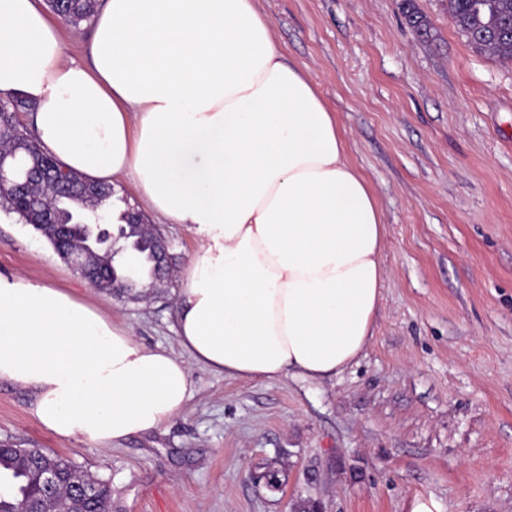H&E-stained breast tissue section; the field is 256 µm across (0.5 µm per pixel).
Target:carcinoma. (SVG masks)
<instances>
[{"label": "carcinoma", "instance_id": "1", "mask_svg": "<svg viewBox=\"0 0 512 512\" xmlns=\"http://www.w3.org/2000/svg\"><path fill=\"white\" fill-rule=\"evenodd\" d=\"M58 21L79 29L90 23L98 0H47ZM406 16L418 32H427L428 22L405 0ZM448 16L458 31L479 53L497 60H512V0H448ZM33 111V104L19 95L0 96V157L6 162L10 181L0 185V208L15 213L46 238L57 253L77 250L81 240L63 238L42 227L48 215L68 222L85 214L94 222L108 219L103 210L112 197V187L87 180L70 170L57 173L58 161L46 154L38 141L20 123L18 114ZM139 267L123 273L125 294L142 288L153 276L152 232L141 231ZM70 475L56 489L41 480L44 469ZM0 476L13 487L0 491V512H25L29 504L41 512H112L110 483L80 469L68 457L42 448H1Z\"/></svg>", "mask_w": 512, "mask_h": 512}]
</instances>
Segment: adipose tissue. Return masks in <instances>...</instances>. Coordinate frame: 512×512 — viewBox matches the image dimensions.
I'll use <instances>...</instances> for the list:
<instances>
[{
  "label": "adipose tissue",
  "mask_w": 512,
  "mask_h": 512,
  "mask_svg": "<svg viewBox=\"0 0 512 512\" xmlns=\"http://www.w3.org/2000/svg\"><path fill=\"white\" fill-rule=\"evenodd\" d=\"M94 24L76 62L36 0H0V95L35 104L48 154L93 182L129 178L195 237L182 350L233 378L320 382L356 362L381 301L383 214L256 0H100ZM1 380L34 392L55 437L98 448L192 395L178 355L15 274H0Z\"/></svg>",
  "instance_id": "ef3b65f1"
}]
</instances>
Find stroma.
Segmentation results:
<instances>
[{
	"label": "stroma",
	"instance_id": "35a3bbf8",
	"mask_svg": "<svg viewBox=\"0 0 512 512\" xmlns=\"http://www.w3.org/2000/svg\"><path fill=\"white\" fill-rule=\"evenodd\" d=\"M259 0L286 59L346 130L383 212V288L356 363L322 382L231 379L186 359L193 393L112 448L60 440L32 390L0 381V446L69 457L112 485V512H512V62L477 53L448 0ZM176 272L150 301L88 284L0 210V274L88 302L179 352L176 293L192 235L163 224ZM273 472L282 486L266 488Z\"/></svg>",
	"mask_w": 512,
	"mask_h": 512
}]
</instances>
